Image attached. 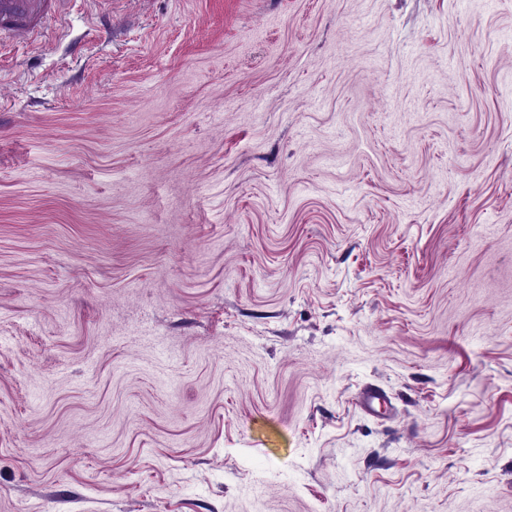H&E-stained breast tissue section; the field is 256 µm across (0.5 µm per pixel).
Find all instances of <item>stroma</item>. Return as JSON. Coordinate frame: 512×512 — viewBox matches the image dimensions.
Wrapping results in <instances>:
<instances>
[{"label": "stroma", "mask_w": 512, "mask_h": 512, "mask_svg": "<svg viewBox=\"0 0 512 512\" xmlns=\"http://www.w3.org/2000/svg\"><path fill=\"white\" fill-rule=\"evenodd\" d=\"M0 512H512V0L0 39Z\"/></svg>", "instance_id": "obj_1"}]
</instances>
